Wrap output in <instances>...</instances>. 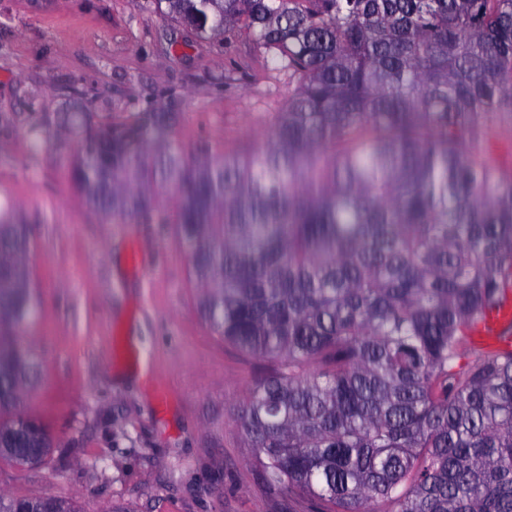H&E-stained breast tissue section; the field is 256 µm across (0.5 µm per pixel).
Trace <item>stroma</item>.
Instances as JSON below:
<instances>
[{"mask_svg": "<svg viewBox=\"0 0 512 512\" xmlns=\"http://www.w3.org/2000/svg\"><path fill=\"white\" fill-rule=\"evenodd\" d=\"M246 29L201 38L153 0H0V201L36 226L40 299L20 333L41 366L27 414L54 446L0 461V494L78 512H315L268 488L234 420L268 367L201 317L171 225L115 224L69 179L71 113L124 123L170 112L173 139L211 152L263 145L295 91Z\"/></svg>", "mask_w": 512, "mask_h": 512, "instance_id": "35a3bbf8", "label": "stroma"}]
</instances>
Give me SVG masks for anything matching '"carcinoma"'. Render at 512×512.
<instances>
[{
    "mask_svg": "<svg viewBox=\"0 0 512 512\" xmlns=\"http://www.w3.org/2000/svg\"><path fill=\"white\" fill-rule=\"evenodd\" d=\"M205 38L243 26L297 82L266 144L213 156L170 115L69 129L73 185L172 224L202 317L271 369L236 422L268 485L322 512H512V347L470 330L512 291V0H156ZM177 194L155 203L157 184ZM34 232L0 207V460L53 447L22 413L39 367ZM485 153L505 171H512V118L503 114L493 120L488 129Z\"/></svg>",
    "mask_w": 512,
    "mask_h": 512,
    "instance_id": "cac0c4a2",
    "label": "carcinoma"
}]
</instances>
